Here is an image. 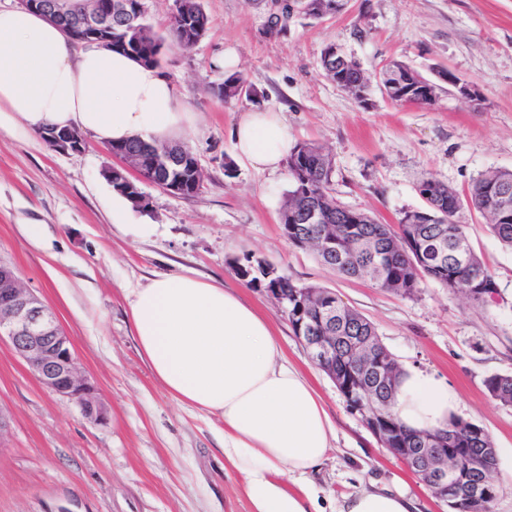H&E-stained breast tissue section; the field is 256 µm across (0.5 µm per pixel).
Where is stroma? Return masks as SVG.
Listing matches in <instances>:
<instances>
[{"mask_svg":"<svg viewBox=\"0 0 512 512\" xmlns=\"http://www.w3.org/2000/svg\"><path fill=\"white\" fill-rule=\"evenodd\" d=\"M142 3L147 23L167 37L173 0ZM201 3L207 32L190 48L167 37L159 69L192 114L178 141L205 180L191 196L141 182L149 206L133 209L131 221L155 225L149 240L112 222L106 172L116 160L107 145L87 134L81 151L59 153L38 134H0V262L52 309L107 410L106 423L87 421L0 341V512H252L221 452L223 422L173 401L133 335L128 289L188 270L231 288L264 317L321 396L336 435L308 478L326 512L370 486L404 491L417 512H448L351 412L274 300L238 275L234 261L247 254L297 283L335 291L373 323L403 369L448 383L456 416L482 426L499 452L493 512H512V406L485 387L490 375H512V249L462 207L457 221L494 276V297L474 303L431 280L404 297L341 277L288 242L280 223L287 167L259 172L236 161L233 174L224 172L235 156L233 128L251 109L278 113L292 142L329 151L336 200L381 224L421 206L425 174L464 195L478 173L512 170V0H348L335 15L293 17L278 35L267 30L266 0ZM330 44L371 76L393 60L427 78L447 68L474 82L481 99L443 90L434 105H399L375 89L359 104L322 71ZM226 52L253 93L223 103L210 88L226 75L217 63ZM31 224L41 225V242L28 238Z\"/></svg>","mask_w":512,"mask_h":512,"instance_id":"obj_1","label":"stroma"}]
</instances>
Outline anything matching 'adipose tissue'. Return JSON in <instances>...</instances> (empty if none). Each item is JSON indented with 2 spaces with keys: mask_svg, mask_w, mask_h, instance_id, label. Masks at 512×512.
Masks as SVG:
<instances>
[{
  "mask_svg": "<svg viewBox=\"0 0 512 512\" xmlns=\"http://www.w3.org/2000/svg\"><path fill=\"white\" fill-rule=\"evenodd\" d=\"M190 121L157 68L112 50L77 48L25 8L0 11V133L28 138L72 128L101 143L165 141ZM233 143L258 171L278 170L292 148L278 115L263 110L241 115ZM129 305L156 380L177 403L223 420L224 459L242 477L254 512H321L315 492L298 498L279 478L305 483L334 427L268 324L237 294L190 272L151 278L132 290ZM456 408L447 383L419 371L402 376L395 411L405 425L440 429ZM339 512H413V504L398 491L364 488Z\"/></svg>",
  "mask_w": 512,
  "mask_h": 512,
  "instance_id": "ef3b65f1",
  "label": "adipose tissue"
}]
</instances>
